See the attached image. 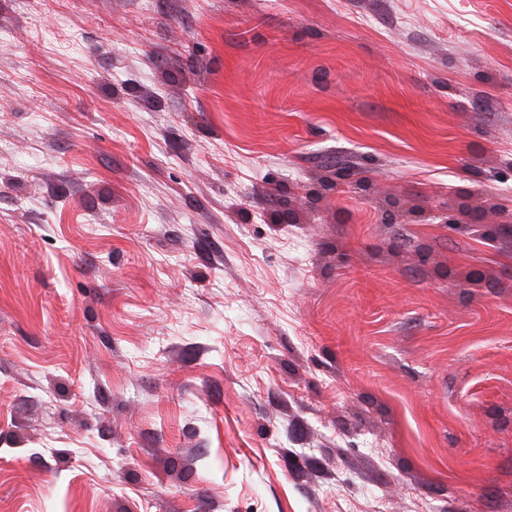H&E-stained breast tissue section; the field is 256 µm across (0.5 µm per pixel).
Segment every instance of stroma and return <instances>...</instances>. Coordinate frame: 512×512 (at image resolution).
I'll list each match as a JSON object with an SVG mask.
<instances>
[{"instance_id": "obj_1", "label": "stroma", "mask_w": 512, "mask_h": 512, "mask_svg": "<svg viewBox=\"0 0 512 512\" xmlns=\"http://www.w3.org/2000/svg\"><path fill=\"white\" fill-rule=\"evenodd\" d=\"M0 512H512V0H0Z\"/></svg>"}]
</instances>
